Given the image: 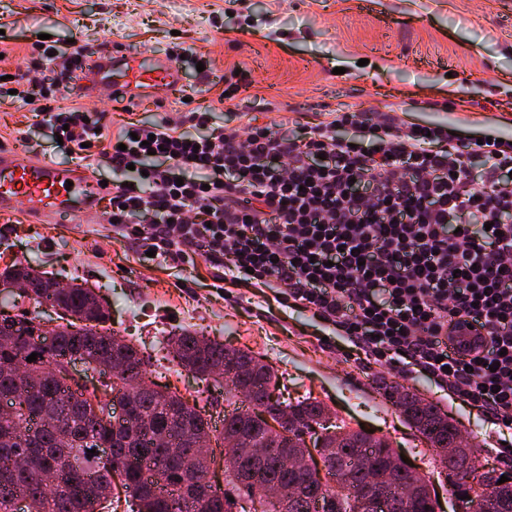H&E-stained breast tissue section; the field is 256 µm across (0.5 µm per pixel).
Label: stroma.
<instances>
[{
  "label": "stroma",
  "mask_w": 512,
  "mask_h": 512,
  "mask_svg": "<svg viewBox=\"0 0 512 512\" xmlns=\"http://www.w3.org/2000/svg\"><path fill=\"white\" fill-rule=\"evenodd\" d=\"M71 51L83 47L177 54L182 80L163 104L123 110L110 89L62 95L102 112L111 127L153 121L159 112L203 106L217 124L285 123L305 132L319 113L395 103L405 121L454 127L465 142L487 134L512 139V0H0V73L25 69L40 34ZM232 99H225V92ZM25 138H18V131ZM0 147L23 160L72 165L32 107L0 93ZM30 264L60 285L88 284L109 308L116 336L144 346L151 378L169 385L220 426L229 403L222 388L177 366L168 339L181 329L251 350L272 367L289 398L312 396L332 422L389 439L412 471L431 477L436 512H452L435 453L405 424L382 391L408 388L432 402L474 445L481 467L506 470L495 425L453 403L446 390L347 356L322 325L282 306L273 293L220 289L202 259L186 267L141 260L114 238L103 213L92 222L60 217L31 223L22 211L0 214V269Z\"/></svg>",
  "instance_id": "obj_1"
}]
</instances>
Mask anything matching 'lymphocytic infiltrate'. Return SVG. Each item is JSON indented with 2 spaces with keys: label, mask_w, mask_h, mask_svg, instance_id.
<instances>
[{
  "label": "lymphocytic infiltrate",
  "mask_w": 512,
  "mask_h": 512,
  "mask_svg": "<svg viewBox=\"0 0 512 512\" xmlns=\"http://www.w3.org/2000/svg\"><path fill=\"white\" fill-rule=\"evenodd\" d=\"M31 59V73L11 78L18 100L41 102L88 170L136 168L131 184L112 183L115 236L273 289L367 362L427 375L492 424L512 422V143L466 150L450 128L406 124L390 106L336 110L302 140L268 125L213 127L199 107L113 130L80 104L53 106L74 58L57 65L38 43ZM345 125L376 150L339 139ZM469 322L479 349L449 352V331Z\"/></svg>",
  "instance_id": "1"
}]
</instances>
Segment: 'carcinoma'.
I'll return each instance as SVG.
<instances>
[{
  "mask_svg": "<svg viewBox=\"0 0 512 512\" xmlns=\"http://www.w3.org/2000/svg\"><path fill=\"white\" fill-rule=\"evenodd\" d=\"M11 280L23 282L34 303L57 308L61 323L55 344L47 346L38 315L6 312L14 307L13 291L0 303V400L16 401L13 411L0 412V512H16L21 499L28 512H105L114 505L105 486L112 459L99 448L125 462L122 488L138 501V512H231L230 489L241 487L251 502L277 489L289 498L288 512H365L361 492L368 486L385 492L383 512H435L427 481L398 466L386 438L344 424L332 425L316 452L329 474L347 478L346 490L321 489L308 471L284 469L279 435L269 432L266 418L283 419L304 448L305 435L328 422L323 403L275 395V372L252 353L183 330L171 338L177 363L201 381L224 384L225 397L242 398L251 408L224 415L227 489L217 488L210 460L192 451L211 433L208 419L180 394L148 380L144 353L112 333L110 313L95 293L78 284L55 288L47 272L16 263L0 271V282ZM34 352L36 360L27 361ZM67 360L80 361L91 377L100 366L118 365L111 390L133 404L130 421L94 410L86 387L58 377L55 368ZM394 404L435 451L456 500L472 512H512V473L489 493L467 485L464 479L477 470L474 450L457 440L448 415L404 388Z\"/></svg>",
  "mask_w": 512,
  "mask_h": 512,
  "instance_id": "obj_1",
  "label": "carcinoma"
}]
</instances>
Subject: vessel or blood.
<instances>
[{
  "instance_id": "1",
  "label": "vessel or blood",
  "mask_w": 512,
  "mask_h": 512,
  "mask_svg": "<svg viewBox=\"0 0 512 512\" xmlns=\"http://www.w3.org/2000/svg\"><path fill=\"white\" fill-rule=\"evenodd\" d=\"M76 73H89L92 83L107 84L124 104H138L146 96L163 97L180 83L179 69L167 58L145 51L107 50L80 57ZM105 186L80 167L63 166L43 159L18 160L0 148V213L24 209L27 216L49 222L66 214L79 220L96 207Z\"/></svg>"
}]
</instances>
